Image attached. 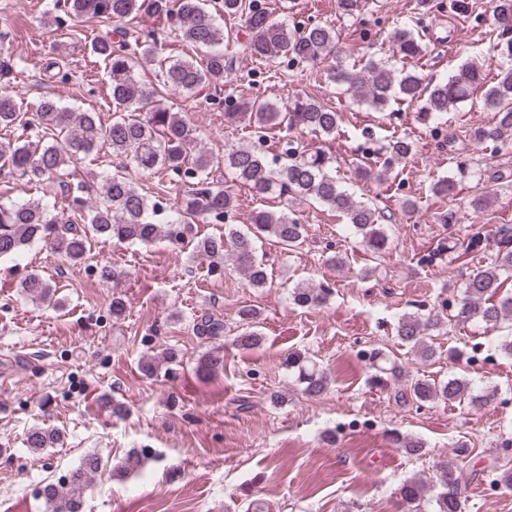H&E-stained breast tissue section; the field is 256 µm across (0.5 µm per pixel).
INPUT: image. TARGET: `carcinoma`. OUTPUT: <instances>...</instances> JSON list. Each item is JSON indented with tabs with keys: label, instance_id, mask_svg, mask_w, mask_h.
Returning <instances> with one entry per match:
<instances>
[{
	"label": "carcinoma",
	"instance_id": "1",
	"mask_svg": "<svg viewBox=\"0 0 512 512\" xmlns=\"http://www.w3.org/2000/svg\"><path fill=\"white\" fill-rule=\"evenodd\" d=\"M373 0H337L341 17L362 21L371 10ZM64 26L71 16L93 17L115 23L114 34L92 42L91 50L102 59L111 80L109 98L114 110L112 122L101 123L93 111L76 112L55 97L43 98L32 116L22 109L13 91V69L0 63V131L18 127L29 132L14 139L0 138V174L18 175L43 190L36 200L0 203V261L14 260L34 245L50 248L59 257L73 263L83 262L99 238L119 243L151 246L161 240L172 245L192 246L195 257L207 264V272L224 273L225 259L230 257L253 288L267 287L266 261L259 256L258 244L274 241L283 249L297 251L305 244L307 229L289 205L270 209L263 201L274 193L303 203L315 201L339 214L353 231L359 245L379 259L392 248L394 214L378 209L372 202L354 198L342 182L331 173L336 159L318 147L285 138L281 152L267 159L261 146L269 134L309 132L328 139L339 131L340 115L323 101L297 95L278 107L263 100L224 99L225 118L251 129L256 143L236 147L224 156V169L231 182L243 184L262 202L240 227L224 222V216L236 211L237 199L225 181L212 177L214 161L199 147V130L180 112L157 103L160 91L135 78L137 63L149 61L156 54V43L147 41L145 30L136 25L138 15L146 12L167 24L183 41L207 49L205 61L168 58L161 62L163 87L192 93L204 85H220L232 69L220 45L224 31L216 24L208 0H62ZM224 14L243 20L247 32L246 50L265 63L316 64L335 56L336 30L330 24L289 25L277 20L267 9L255 8L254 0H221ZM492 49L505 61L491 79L475 63L461 66L451 76L436 79L425 75L417 66L430 45L426 26L416 18L414 26L395 29L390 36L392 57L402 63L397 69L390 59L372 54L350 68L341 62L332 65L327 79L345 85L377 112L391 104L416 108L417 117L426 125H439L445 114L457 110L477 92H482L484 108L495 113L488 125L470 129L468 141L478 152L490 150V156L512 146V0H490ZM105 144L112 153L130 160L138 169L164 174L175 182L188 185L182 198L170 203L160 195L141 192L127 167L102 180L98 197L88 200L83 187L72 192L66 178L69 167L79 155H87ZM196 149L195 154L187 152ZM415 145L406 136H391L376 149L363 148L352 161L355 175L362 180L384 181L393 169L413 154ZM430 193L449 201L458 200L462 188L453 176H444L430 184ZM198 223L222 224L224 234L201 239L193 235ZM496 250L484 269L463 284L454 299L450 316L441 311L428 315L405 312L393 327L394 336L427 362L436 350L428 337L454 324L476 323L498 333V350L512 357V294L498 296L512 279V225L501 224L494 233ZM483 250V239L475 232L462 243L448 238L422 258L426 263L453 262L471 252ZM21 295L32 302H50L56 286L37 270L27 272L18 283ZM334 290L329 286L298 282L288 292L291 304L301 308L322 307ZM240 330L235 346L243 350L259 347L263 341L257 330L259 312L245 306L238 311ZM195 335L211 344L197 359V371L206 377L224 372V345L216 342L226 330L224 321L210 314L193 319ZM178 351L165 348L144 356L139 363L143 376L152 378L165 364L177 362ZM284 365L295 377L301 394H323L330 377L311 357L291 352ZM372 370L368 383L373 386L393 382L394 397L399 403L412 399L419 404L443 401L467 403L482 408L496 399L495 386L477 388L463 376L448 379L405 378L402 365L390 359L384 350L369 353ZM57 428L34 427L27 433L26 444L39 451L60 440ZM391 441L410 455L422 453L424 443L415 438L392 433ZM151 454L148 448H133L125 456L121 470L127 474L141 471ZM103 470L98 454L88 452L67 474L42 488L50 512H80L81 495L91 479ZM436 490L430 501L433 512H462L466 485L448 461L435 465L432 483L411 477L399 489L410 512H422L428 489Z\"/></svg>",
	"mask_w": 512,
	"mask_h": 512
}]
</instances>
